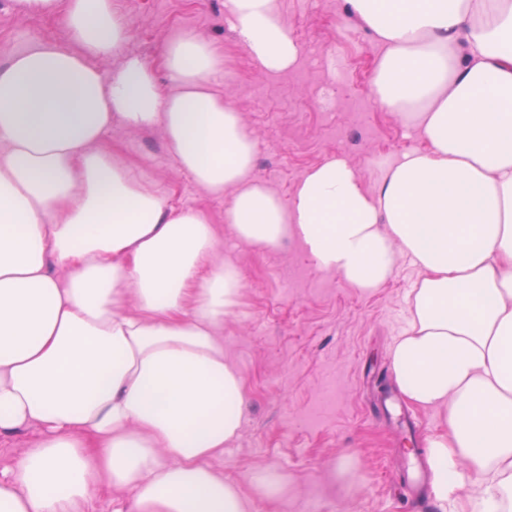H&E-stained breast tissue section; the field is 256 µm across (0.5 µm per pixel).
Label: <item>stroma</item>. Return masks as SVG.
<instances>
[{
	"label": "stroma",
	"mask_w": 512,
	"mask_h": 512,
	"mask_svg": "<svg viewBox=\"0 0 512 512\" xmlns=\"http://www.w3.org/2000/svg\"><path fill=\"white\" fill-rule=\"evenodd\" d=\"M130 25L125 52L157 67L162 89L169 74L158 68L162 47L196 34L224 53L213 79L241 112L257 140L253 174L282 199L301 175L329 155H346L374 184L376 161L395 140L424 148L420 136L370 93L374 36L352 29L337 45L345 0H279L281 16L302 52L285 73L262 71L238 45L225 20L224 0H112ZM68 44L61 16L19 18L12 0H0V65L34 42ZM103 144L119 149L139 181L176 206L203 212L219 232L218 259L238 266L244 293L225 319L224 355L245 378L247 400L237 440L214 460L225 477L247 483L268 469L285 476L287 503H256L255 512H410L402 429L375 415L382 387H394L389 351L409 327V298L422 276L399 257L391 280L371 294L321 270L296 241L272 252L240 246L224 222L227 198L207 194L180 171L162 129L133 132L114 123ZM353 459L354 488L334 484L332 471Z\"/></svg>",
	"instance_id": "obj_1"
}]
</instances>
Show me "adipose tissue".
Masks as SVG:
<instances>
[{
	"instance_id": "obj_1",
	"label": "adipose tissue",
	"mask_w": 512,
	"mask_h": 512,
	"mask_svg": "<svg viewBox=\"0 0 512 512\" xmlns=\"http://www.w3.org/2000/svg\"><path fill=\"white\" fill-rule=\"evenodd\" d=\"M372 32L371 95L425 149L393 157L374 186L340 154L309 168L290 202L253 176L257 143L211 85L224 56L185 34L154 68L123 54L112 0H14L61 15L71 43L46 41L0 67V435L39 438L0 470V512H253L287 499L276 473L249 488L211 461L238 436L245 380L220 332L239 269L216 232L174 207L101 147L113 122L161 128L180 170L213 196L242 244L295 240L322 270L370 294L398 255L423 276L390 352L406 401L439 410L424 439L444 500L482 475L481 512H512V0H346ZM266 72L300 46L279 0H225ZM122 53L118 69L97 59Z\"/></svg>"
}]
</instances>
